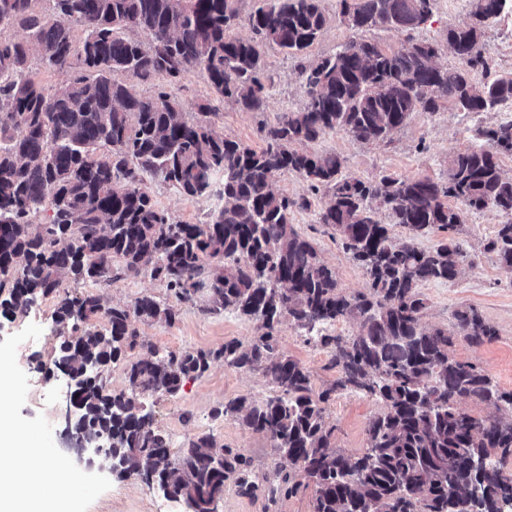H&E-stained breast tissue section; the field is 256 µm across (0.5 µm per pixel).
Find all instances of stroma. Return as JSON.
<instances>
[{"label": "stroma", "instance_id": "obj_1", "mask_svg": "<svg viewBox=\"0 0 512 512\" xmlns=\"http://www.w3.org/2000/svg\"><path fill=\"white\" fill-rule=\"evenodd\" d=\"M472 3L473 0H437L432 18L411 33L375 28L361 35L342 22L338 0H322L327 25L322 36L308 49L307 56L314 60L334 54L340 45L361 36L385 48L399 47L408 37L417 42L441 43L449 26L469 22ZM481 50L493 61L497 74H512V20L490 26ZM262 60L268 84L265 110L245 112L231 102L217 103L214 124L219 133L254 148L264 145L261 123L274 121L280 113L297 110L307 98L293 59L277 47L267 46L262 50ZM171 92L190 120L196 117L199 105L216 103L208 83L195 70L185 73ZM508 121H512V104L470 115L457 112L449 105L434 114L412 112L406 125L393 132L386 142H361L346 133L332 132L308 144L307 149L319 155L339 156L343 161L342 172L347 176L364 180L383 175L437 180L447 175L448 161L454 154L476 144L477 128ZM143 186L157 206L172 221L181 224L206 222L216 205L211 196H184L174 186L148 174L143 177ZM329 202V194H319L312 210L295 212L292 223L298 233L314 243L344 292H368L369 280L363 269L347 258L331 230L318 222V209ZM502 221V215L493 209L467 214L456 236L465 255L458 276L449 283L423 284L420 291L427 303L422 319L425 326L453 327L454 310L472 306L496 327L497 339L479 347L469 345L463 336H455L452 353L459 361L476 364L500 388L512 390V268L501 263L496 254L483 249ZM65 286L75 294L88 291L98 294L107 306L130 305L144 295L163 302L169 299L165 284L146 272L93 285L69 280ZM209 306L208 294L203 291L194 302L179 304L174 324L136 322L142 346L134 350V357L145 356L149 345L163 355L186 348L216 349L230 340L247 343L261 335L258 321L228 310L212 314ZM53 310V299L46 298L27 313L0 320V360L18 363L10 407L14 424L35 428L42 447L81 476L86 486L84 512H157L165 505L172 512H182L179 503L168 502L145 480L117 479L109 471L86 466L74 451L64 447L60 437L64 428V384L47 380L28 363L34 353L47 363L55 355L58 339ZM277 336L281 351L309 370L315 390L334 385L340 371L332 367L329 353L308 342L302 331L287 319L279 325ZM276 393L262 371H240L219 360L204 376L187 381L176 395L156 394L145 397L143 403L155 426L165 435L171 451H178L190 436L207 434L217 445L238 449L250 458L249 478L257 483V491L247 495L236 481L226 482L218 512H311L312 490H303L290 498L270 496L268 489L276 477L278 458L269 440L245 429L240 416L214 414L216 408L237 397L262 400ZM383 410L375 396L352 388L338 390L325 412L326 422L335 428L336 447L351 456L362 454L367 446L368 424Z\"/></svg>", "mask_w": 512, "mask_h": 512}]
</instances>
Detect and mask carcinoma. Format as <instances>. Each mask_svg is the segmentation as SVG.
I'll list each match as a JSON object with an SVG mask.
<instances>
[{
    "label": "carcinoma",
    "mask_w": 512,
    "mask_h": 512,
    "mask_svg": "<svg viewBox=\"0 0 512 512\" xmlns=\"http://www.w3.org/2000/svg\"><path fill=\"white\" fill-rule=\"evenodd\" d=\"M0 0V29L18 26L21 40L0 39V314L27 312L52 296L58 346L52 365L82 378L78 431L109 444L116 455L151 465L182 496L234 478L246 493L251 460L234 448L196 436L170 453L151 413L134 395H176L188 378L216 360L241 371L264 370L281 395L241 396L217 414H242L243 426L266 436L278 456L273 492L290 497L313 487L312 512H503L512 504V478L501 459L512 455V391L501 389L477 365L451 354L448 330L422 325L419 292L429 282H450L464 254L453 234L465 213L495 209L508 216L484 244L512 267V177L501 157L512 155V123L478 129L482 144L455 154L444 179L383 175L365 181L342 174L336 155L303 149L331 132L359 141H385L419 108L434 114L452 102L458 112H490L512 103V75L475 83L490 73L480 49L486 27L512 16V0H473L472 21L450 26L447 47L460 66L434 64L441 46L403 43L386 49L351 40L313 63L304 53L322 34V0H277L241 17L240 0ZM352 29L412 30L433 14L436 0H339ZM245 23L251 36H230ZM277 46L298 60L307 100L262 127L256 150L218 134L216 108L183 118L180 103L163 89L151 97L131 91L130 80L158 77L172 86L190 69L200 71L217 99L248 112L265 110L268 88L261 50ZM46 70L74 64L66 82L47 89L34 79L32 58ZM293 172L331 203L319 223L331 228L344 252L363 268L367 294L342 291L314 244L293 227L295 210L311 200L272 189ZM150 173L187 197L214 194L224 204L201 224H174L141 187ZM50 206L47 224L30 215ZM389 212L404 239L377 219ZM450 233L433 248L417 239L432 229ZM121 266L112 269V261ZM149 270L177 302L205 290L218 313L231 309L266 332L248 344L230 340L217 349H185L127 359L139 345L133 321L172 325L178 310L151 296L127 306L104 307L99 296H74L62 277L97 283ZM102 314L103 330L80 325ZM332 353L342 376L316 391L309 370L279 349L274 331L282 317ZM457 333L479 347L497 329L473 307L454 312ZM357 324L345 341L328 332L339 321ZM80 335H75V332ZM127 361L128 389H106L100 368ZM351 386L384 402L370 421L365 451L348 456L332 445L335 427L325 404ZM470 400L499 416L476 418L460 407ZM488 470H472L475 449ZM484 485L479 502L465 506L460 492Z\"/></svg>",
    "instance_id": "cac0c4a2"
}]
</instances>
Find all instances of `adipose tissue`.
I'll return each instance as SVG.
<instances>
[{
	"label": "adipose tissue",
	"instance_id": "obj_1",
	"mask_svg": "<svg viewBox=\"0 0 512 512\" xmlns=\"http://www.w3.org/2000/svg\"><path fill=\"white\" fill-rule=\"evenodd\" d=\"M0 391V512H83V482L8 418Z\"/></svg>",
	"mask_w": 512,
	"mask_h": 512
}]
</instances>
